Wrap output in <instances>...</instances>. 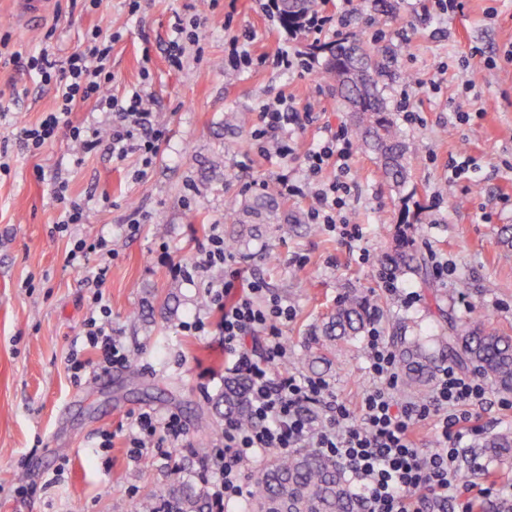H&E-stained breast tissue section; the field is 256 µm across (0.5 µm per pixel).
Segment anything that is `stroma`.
Masks as SVG:
<instances>
[{
  "label": "stroma",
  "mask_w": 512,
  "mask_h": 512,
  "mask_svg": "<svg viewBox=\"0 0 512 512\" xmlns=\"http://www.w3.org/2000/svg\"><path fill=\"white\" fill-rule=\"evenodd\" d=\"M392 5L398 19L380 24L372 40L392 73L382 84L410 144L408 183L403 191L381 182L375 159L353 157L357 189L348 215L360 224V246H349L317 224L281 231L255 220L248 232L224 215L239 208L252 181L275 182L283 173L302 174L304 154L326 130L350 125L331 85L316 75L277 68L278 49L311 57L315 39L288 37L264 0H51L40 23L29 27L0 0V35L15 50L40 47L54 30L51 47L60 57L83 50L94 27L115 33L112 85L123 96L138 85L167 139L149 168L138 157L114 160L106 151L78 154L67 133L39 153L14 141L15 126L38 122L55 103L52 87L0 62V144L9 145L10 174L0 175V512H133L147 488L172 481L171 448H148L130 458L126 428L142 412L179 416L186 450L184 477L199 482L201 463L214 452L224 419L212 401L224 389V341L216 330L190 336L183 322L207 307L206 284L221 269L191 280L172 276L174 265H193L210 225L225 239L240 238L237 255L296 309L282 328L288 372L304 374L298 359L314 331L349 291L369 300L391 343L432 339L449 319H476L512 332V262L500 261L505 230L512 229V0H463L439 20L425 19L424 0H361L362 18ZM200 18L198 44L187 45L180 67L169 60L177 21ZM253 63L237 70L227 60L234 49ZM423 81L413 102L420 123H404L396 97L407 79ZM292 97L298 112H313L314 124L297 129L294 154L262 155L251 133L263 104ZM464 114H457V107ZM240 122L225 128L224 115ZM473 157L469 171L451 179L448 160ZM62 174L68 197L87 203L86 221L59 229L63 203L36 179ZM110 240L116 254L104 283H97L95 255L74 264L67 254L76 240ZM373 261L360 263V249ZM414 249L454 266L448 281L405 273V288L418 294L412 307L381 287L384 255ZM306 258L298 266L297 258ZM111 311L112 334L126 348L125 367L104 371L89 356L80 375L68 358L82 335L94 297ZM337 394L356 402L372 384L365 343L348 345L323 370ZM28 493H19V486Z\"/></svg>",
  "instance_id": "1"
}]
</instances>
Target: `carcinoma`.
I'll use <instances>...</instances> for the list:
<instances>
[{"mask_svg": "<svg viewBox=\"0 0 512 512\" xmlns=\"http://www.w3.org/2000/svg\"><path fill=\"white\" fill-rule=\"evenodd\" d=\"M276 13L290 32L303 30V21L317 0H275ZM357 42L340 38L313 49L322 54L320 79L336 82V91L352 112L355 135L360 148L374 154L380 176L395 189L408 179L409 146L387 116L388 108L380 90L386 67L373 51L354 55ZM242 211L251 216L279 220L280 203L274 189L249 197ZM395 269L407 272L420 269L421 262L411 251L399 250L385 256ZM371 315L368 300L350 292L328 314L321 333L323 343L307 351L299 362L310 370L334 364L336 352L364 332ZM436 346L453 353L461 367L489 381L504 398L512 397V335L489 328L480 322L451 324L448 335L434 338ZM400 371L404 387L423 393L433 381L430 355L419 338L404 342L400 352ZM224 413L249 423L247 386L242 378L224 383L220 395ZM474 456L502 464L512 460V431L489 437ZM256 488L253 512H356L358 503L342 468L313 448H300L287 456H271L251 474ZM148 499L166 502L173 512H222L206 484L177 480L165 490H151Z\"/></svg>", "mask_w": 512, "mask_h": 512, "instance_id": "carcinoma-1", "label": "carcinoma"}]
</instances>
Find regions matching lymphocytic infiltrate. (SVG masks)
<instances>
[{
    "label": "lymphocytic infiltrate",
    "mask_w": 512,
    "mask_h": 512,
    "mask_svg": "<svg viewBox=\"0 0 512 512\" xmlns=\"http://www.w3.org/2000/svg\"><path fill=\"white\" fill-rule=\"evenodd\" d=\"M112 39L93 28L84 50L59 59L49 48L10 50L9 63L37 75L53 86L56 107L34 124L16 127V140L30 152L41 151L59 131H67L81 152L107 150L122 161L135 155L150 167L166 128L150 108L144 89L132 88L117 97L111 91ZM91 104L104 114V122L73 121L80 106ZM299 120L292 98L281 97L264 104L253 137L260 154L292 155V124ZM354 142L345 126L328 130L304 158L305 178L296 182L288 175L277 179L283 198L310 195L307 220L337 233L346 243L361 241L363 234L345 213L347 199L357 186L351 167ZM334 179L323 180L326 167ZM224 270L222 280L210 290V310L217 314L224 340V371L248 379L252 421L241 426L224 421L223 445L212 458V496L218 502L251 496L245 468L260 454H287L314 448L333 458L358 487L360 512H476L478 503L499 496L504 488L494 482L464 479L457 466L463 440L478 436L483 427L478 410L487 404L483 381L442 364L432 395L425 400L402 397L399 392L398 356L376 323L366 329L367 370L373 385L356 405H349L324 378L282 371L287 359L282 327L294 310L259 278L245 279L241 261L224 245L217 227H210L193 272L214 267ZM261 335L262 347L249 345L248 337ZM85 350L100 361L126 365V350L112 334L108 320L88 317L83 331ZM432 420L436 439L432 450L420 448L414 439L416 426ZM171 446L183 438L177 415L139 413L128 435L134 456H141L156 434Z\"/></svg>",
    "instance_id": "f902f5d3"
}]
</instances>
